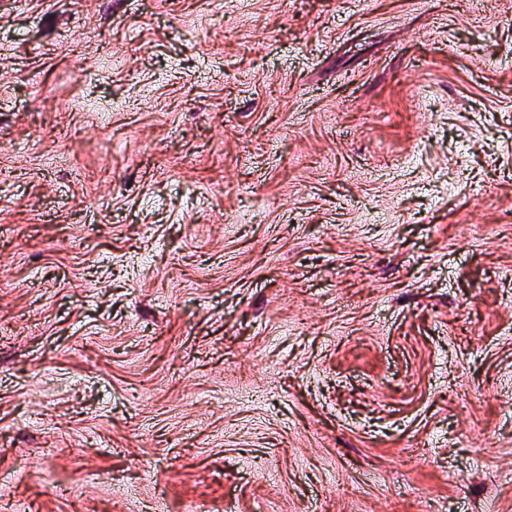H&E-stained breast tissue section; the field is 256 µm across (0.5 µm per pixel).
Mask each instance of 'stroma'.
<instances>
[{"label": "stroma", "instance_id": "stroma-1", "mask_svg": "<svg viewBox=\"0 0 512 512\" xmlns=\"http://www.w3.org/2000/svg\"><path fill=\"white\" fill-rule=\"evenodd\" d=\"M512 512V0H0V512Z\"/></svg>", "mask_w": 512, "mask_h": 512}]
</instances>
